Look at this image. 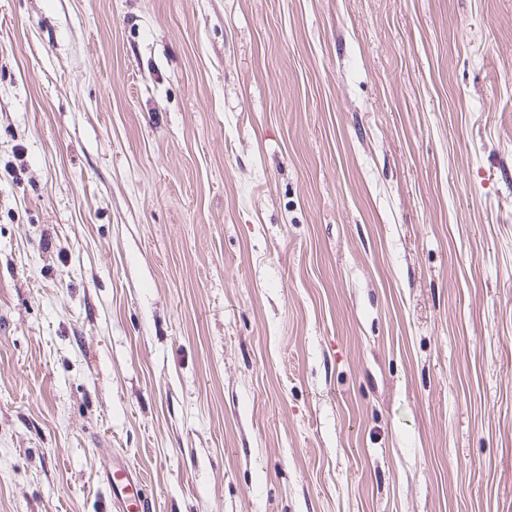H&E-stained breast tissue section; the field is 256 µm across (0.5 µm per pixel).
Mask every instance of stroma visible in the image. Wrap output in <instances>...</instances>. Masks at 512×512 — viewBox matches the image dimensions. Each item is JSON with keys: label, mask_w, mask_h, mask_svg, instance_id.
I'll return each instance as SVG.
<instances>
[{"label": "stroma", "mask_w": 512, "mask_h": 512, "mask_svg": "<svg viewBox=\"0 0 512 512\" xmlns=\"http://www.w3.org/2000/svg\"><path fill=\"white\" fill-rule=\"evenodd\" d=\"M512 512V0H0V512ZM105 476L112 488V501L120 512H152V502L144 493L142 474L129 460L112 458V466Z\"/></svg>", "instance_id": "obj_1"}]
</instances>
